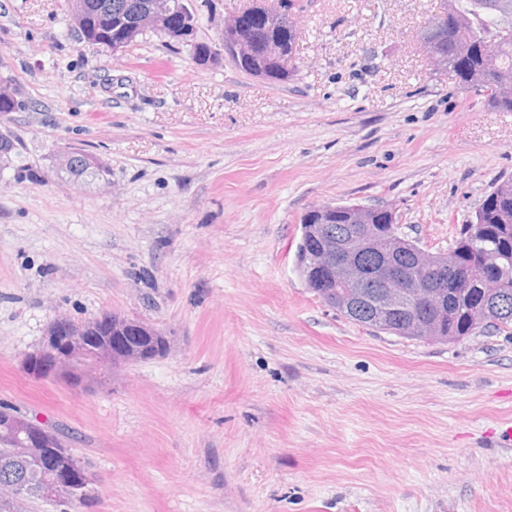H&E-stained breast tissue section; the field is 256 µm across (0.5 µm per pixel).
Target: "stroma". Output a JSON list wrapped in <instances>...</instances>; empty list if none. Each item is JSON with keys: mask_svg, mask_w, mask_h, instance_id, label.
<instances>
[{"mask_svg": "<svg viewBox=\"0 0 512 512\" xmlns=\"http://www.w3.org/2000/svg\"><path fill=\"white\" fill-rule=\"evenodd\" d=\"M247 0H193L218 42ZM439 0H306L270 83L149 30L120 54L65 0H0V402L90 460L77 512H512V333L425 342L350 322L295 270L313 205L391 208L450 247L512 178V112L433 74ZM83 151L109 182L74 178ZM170 347L85 390L26 374L55 313Z\"/></svg>", "mask_w": 512, "mask_h": 512, "instance_id": "stroma-1", "label": "stroma"}]
</instances>
